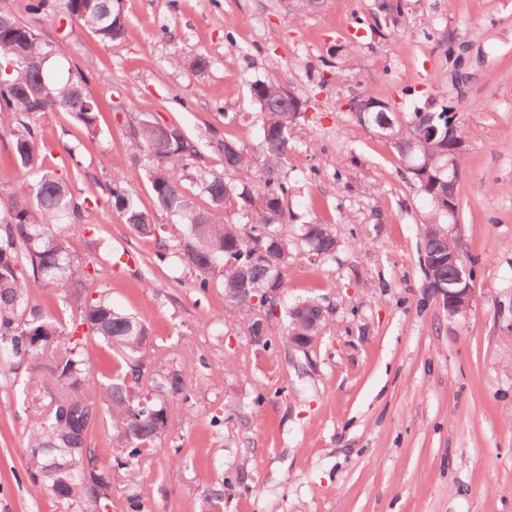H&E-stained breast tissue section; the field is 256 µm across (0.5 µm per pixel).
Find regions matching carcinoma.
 <instances>
[{
  "mask_svg": "<svg viewBox=\"0 0 512 512\" xmlns=\"http://www.w3.org/2000/svg\"><path fill=\"white\" fill-rule=\"evenodd\" d=\"M291 21L299 23L321 7V0H280ZM11 23L0 26V114L13 116L8 136L20 168L22 183L12 194L0 196V353L13 358L36 357L47 348L53 325L43 321L38 307L30 306L29 318L17 317L18 309L29 306V283L24 270L31 271L37 287L76 306L81 322L72 324L62 350L52 356L50 371L61 394L53 397L38 415L30 440L33 481H41L58 498L93 501V495L77 478L78 469L97 465L95 449L88 445L91 426L100 415L98 392L85 384L84 344L93 335L115 346L121 362L112 372L104 391L110 399L108 412L113 440L125 449L126 457L115 459L116 467L136 475L132 462L156 447L165 436L172 413L168 401H191L182 374L173 384L158 375H147L144 364L148 327L129 313L112 307L88 288L93 280L89 264L70 251V230L84 226L87 201L77 199L57 172L44 168L43 148L38 142L36 120L46 112L64 110L85 130L96 133L100 105L88 108L78 91L88 84L85 75L54 73L43 59L47 52L58 56V48L40 41L34 28L13 13L0 14ZM64 17L74 34L89 31L102 42H114L125 34L122 0H66ZM48 92L40 94L42 86ZM250 96L261 117L260 156L227 139L209 142L224 163V174L200 177L201 188L213 209L196 207L184 187L188 170L200 157L194 140L175 125H164L146 116L128 125L129 147L149 157L148 180L156 205L176 217L185 230L173 243L159 240L156 258H176L194 272V286L206 293L214 286L224 288L226 309L236 310L246 290L260 286L288 292L286 270L292 252L306 251L322 265L336 260L332 248L336 234L328 224H301L299 234L288 237L284 228L293 222L288 207L292 186L284 174L288 154L295 148L300 118L306 104L278 81H255ZM375 108L364 118L354 119L364 128L377 131L395 147L407 163V173L430 210L420 224L422 261L427 287L449 288L453 271L435 263V254L462 250L458 237L437 238L431 226L447 228L448 192L457 187L450 174L459 173L463 155L448 151V128L453 108L439 112H412L405 116L391 104L366 96ZM109 204L119 218L139 236L157 237L164 227L137 204L120 176H113ZM325 298H306L287 311L288 335L322 334L331 323L311 319Z\"/></svg>",
  "mask_w": 512,
  "mask_h": 512,
  "instance_id": "carcinoma-1",
  "label": "carcinoma"
}]
</instances>
